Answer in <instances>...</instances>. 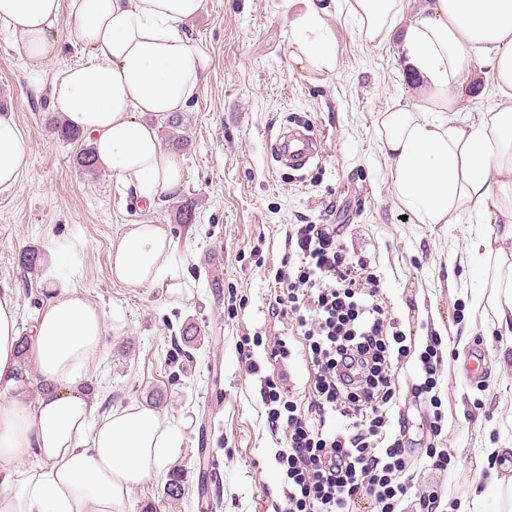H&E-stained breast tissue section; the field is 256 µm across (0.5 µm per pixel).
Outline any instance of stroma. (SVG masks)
Instances as JSON below:
<instances>
[{
	"label": "stroma",
	"mask_w": 512,
	"mask_h": 512,
	"mask_svg": "<svg viewBox=\"0 0 512 512\" xmlns=\"http://www.w3.org/2000/svg\"><path fill=\"white\" fill-rule=\"evenodd\" d=\"M328 23L337 37L334 73L304 75L289 57L288 0H204L185 31L211 59L196 95L182 112L177 153L188 173L184 197L193 223L178 221L180 200L144 205L134 189L105 170L76 164L80 143L53 129L60 113L51 85L88 56L70 11L60 16L57 57L31 64L17 34L0 25V111L30 148L17 185L0 190V294L19 307V333L30 335L63 277L102 312L99 352L80 382L98 398L99 413L153 407L175 440L170 469H180L185 494L167 498V472L135 487L130 512H275L284 503L285 470L275 457L284 435L272 432L261 388L265 376L286 375L306 402L309 374L302 356L275 362L279 338L301 346L289 317L268 303L295 224H336L352 259L379 281L378 301L405 333L409 355L394 371L398 411L390 434L409 428L423 443L447 449V471L414 470L442 485L451 501L468 498L473 481L512 476L490 447L512 448V371L497 372L502 338L491 314L467 319L482 282L468 260L470 237L485 232L476 214L457 224H416L392 192L391 162L381 148L384 112L409 104V76L397 43L364 42L346 0H331ZM308 126L320 141L313 163L293 169L272 150L282 131ZM165 225L174 244L169 272L188 282L191 299L163 285L127 288L110 275L111 244L125 225ZM73 245L68 255L59 246ZM41 256L23 272L18 254ZM198 330L185 343V325ZM442 339L436 395L443 429L413 407L408 388L421 377L427 339ZM248 342L259 373L240 351ZM479 370H472L473 357ZM484 457L474 468L476 457Z\"/></svg>",
	"instance_id": "obj_1"
}]
</instances>
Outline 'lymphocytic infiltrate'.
Instances as JSON below:
<instances>
[{
    "instance_id": "obj_1",
    "label": "lymphocytic infiltrate",
    "mask_w": 512,
    "mask_h": 512,
    "mask_svg": "<svg viewBox=\"0 0 512 512\" xmlns=\"http://www.w3.org/2000/svg\"><path fill=\"white\" fill-rule=\"evenodd\" d=\"M288 243L269 307L291 317L304 345L298 350L281 339L271 356L285 362L301 353L311 396L299 409L282 379L265 380L268 425L283 430L287 442L277 457L287 478L283 512H355L362 500L377 512H397L408 497L418 512H438L441 489L413 490L409 452L402 438H388L385 431L397 401L392 359L407 357L409 350L404 332L376 300L374 274L356 273L335 225H292ZM441 344L440 337L429 338L420 356L423 380L411 385L415 403L433 407L437 434L442 413L431 392ZM338 416L348 420L340 432L327 426Z\"/></svg>"
}]
</instances>
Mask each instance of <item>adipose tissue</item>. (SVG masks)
<instances>
[{"label": "adipose tissue", "mask_w": 512, "mask_h": 512, "mask_svg": "<svg viewBox=\"0 0 512 512\" xmlns=\"http://www.w3.org/2000/svg\"><path fill=\"white\" fill-rule=\"evenodd\" d=\"M65 1L88 49L85 63L53 82L66 124L89 134L99 166L147 204L179 197L186 171L156 122L182 111L206 76L208 56L184 33L203 0H0V24L20 35L34 65L56 53ZM348 2L367 43H398L418 99L381 120L393 192L419 224H455L476 211L487 229L467 243L483 278L472 307L491 309L494 328L512 337V261L504 251L512 243V0ZM326 13L320 0H288L290 57L302 72L336 69ZM486 59L496 110L450 117ZM28 162L25 142L0 118V190ZM170 249L164 225H127L112 245L113 280L128 288L162 282L181 293L182 283L166 279ZM103 332L96 305L67 285L55 287L29 338L44 390L27 401L17 305L0 297V512H128L131 491L164 466L172 437L153 408L102 415L77 385ZM30 450L39 463L22 467Z\"/></svg>", "instance_id": "adipose-tissue-1"}]
</instances>
